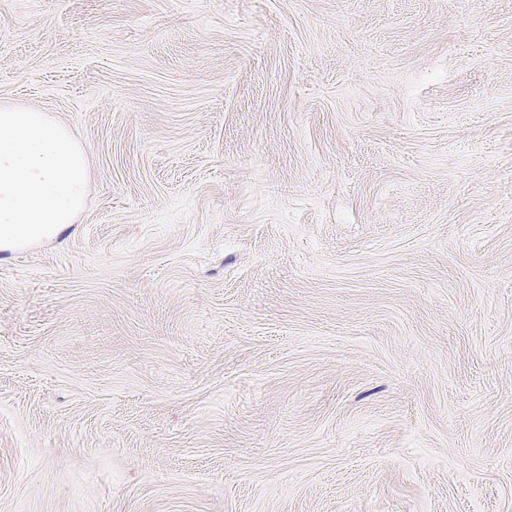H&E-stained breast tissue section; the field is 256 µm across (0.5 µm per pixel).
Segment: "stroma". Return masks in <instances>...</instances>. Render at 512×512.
I'll return each instance as SVG.
<instances>
[{
    "instance_id": "stroma-1",
    "label": "stroma",
    "mask_w": 512,
    "mask_h": 512,
    "mask_svg": "<svg viewBox=\"0 0 512 512\" xmlns=\"http://www.w3.org/2000/svg\"><path fill=\"white\" fill-rule=\"evenodd\" d=\"M6 101L0 512H512V0H0Z\"/></svg>"
}]
</instances>
